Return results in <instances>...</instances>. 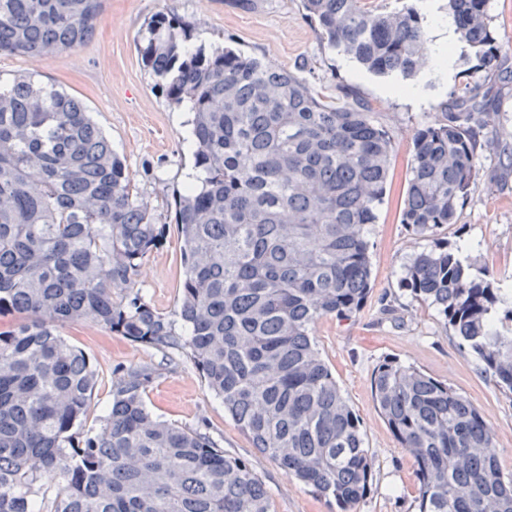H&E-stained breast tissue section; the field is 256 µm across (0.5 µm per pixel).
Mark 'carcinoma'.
<instances>
[{
	"mask_svg": "<svg viewBox=\"0 0 512 512\" xmlns=\"http://www.w3.org/2000/svg\"><path fill=\"white\" fill-rule=\"evenodd\" d=\"M105 0H0V54L51 56L93 35ZM321 39L369 71L415 74L428 33L411 7L302 0ZM458 41L499 73L507 57L488 0H448ZM142 59L170 103L189 105L197 183L176 196L184 278L174 316L127 295L165 225L84 106L20 75L0 84V512H271L252 463L155 416L148 367L113 385L99 426L84 420L98 375L60 335L94 321L187 354L253 448L354 512L374 461L313 327L349 319L371 286L370 225L392 139L351 94L332 104L305 79L232 48L206 51L157 15ZM491 88L466 80L418 130L400 218L421 236L457 223L498 124ZM468 242L414 254L401 286L512 393V335L492 318L507 285L473 272ZM378 409L416 463L417 512H512V475L488 452L480 411L446 382L394 360L372 376Z\"/></svg>",
	"mask_w": 512,
	"mask_h": 512,
	"instance_id": "cac0c4a2",
	"label": "carcinoma"
}]
</instances>
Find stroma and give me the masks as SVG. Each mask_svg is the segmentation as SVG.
<instances>
[{
    "label": "stroma",
    "instance_id": "35a3bbf8",
    "mask_svg": "<svg viewBox=\"0 0 512 512\" xmlns=\"http://www.w3.org/2000/svg\"><path fill=\"white\" fill-rule=\"evenodd\" d=\"M158 13L189 22L193 43L229 46L264 64L299 72L327 100L354 91L392 137L388 189L368 235L372 291L355 317H326L313 330L360 418L365 446L375 462L372 489L357 512H416L415 461L380 415L372 391V373L387 359L447 382L470 400L492 430L493 452L503 473L512 474V395L482 371L445 328L435 307L400 284L412 255L463 239L478 244L469 254L475 268L512 284V169H505L494 145L498 134L512 135V55L504 58L496 76L487 75L470 51L450 57L443 70L424 67L408 79L377 75L323 43L302 0H106L95 34L84 45L45 58L0 54L1 81L32 73L38 81L58 84L80 99L124 160L132 183L155 207L166 234L145 259L134 289L169 314L179 306L184 274L173 194L187 183L193 149L186 141L190 112L170 104L139 52L145 24ZM466 74L491 86L490 107L498 112L500 123L480 136L485 147L457 222L436 236L421 237L399 217L412 141L419 129L437 123L440 103ZM62 334L85 352L98 374L87 425H94L111 403L112 386L123 370L152 366L155 377L144 395L150 409L163 420L207 433L226 453L250 459L274 512H336L335 505L256 452L185 353L145 348L90 321L65 326Z\"/></svg>",
    "mask_w": 512,
    "mask_h": 512
}]
</instances>
